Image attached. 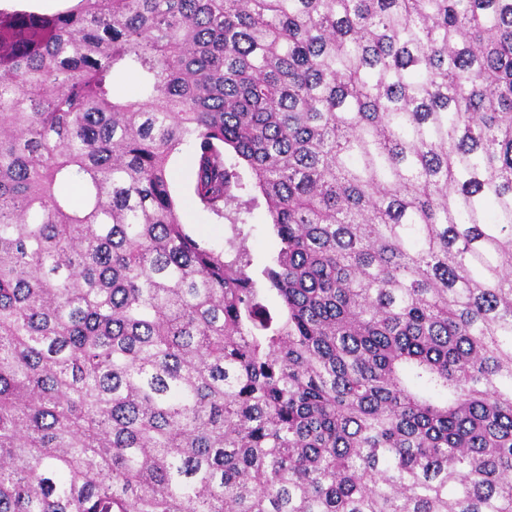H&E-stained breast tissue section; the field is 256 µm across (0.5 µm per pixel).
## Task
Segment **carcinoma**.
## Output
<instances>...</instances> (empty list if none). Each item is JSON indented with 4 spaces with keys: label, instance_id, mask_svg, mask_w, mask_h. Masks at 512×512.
<instances>
[{
    "label": "carcinoma",
    "instance_id": "cac0c4a2",
    "mask_svg": "<svg viewBox=\"0 0 512 512\" xmlns=\"http://www.w3.org/2000/svg\"><path fill=\"white\" fill-rule=\"evenodd\" d=\"M0 512H512V0L0 11ZM170 174L178 197V213L182 224L197 237L212 245H223L224 239L230 236V222L204 208L195 198L192 185L194 168L189 149L183 147L174 153L170 160ZM248 233L247 246L253 260V268L258 272L275 253L277 242L269 231V217L263 201L254 207L250 214L244 215Z\"/></svg>",
    "mask_w": 512,
    "mask_h": 512
}]
</instances>
